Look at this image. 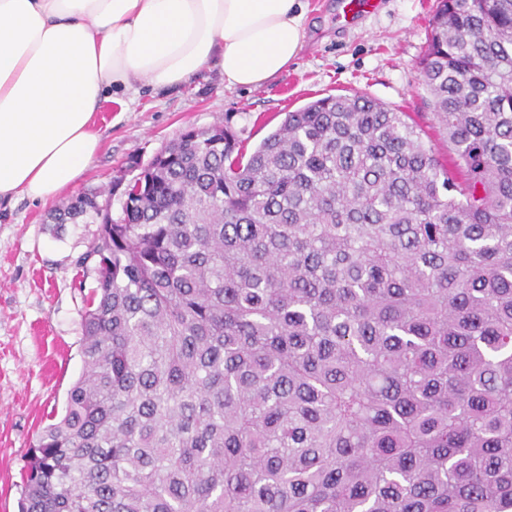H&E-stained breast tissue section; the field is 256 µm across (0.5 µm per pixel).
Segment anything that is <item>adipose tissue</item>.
I'll return each instance as SVG.
<instances>
[{
  "mask_svg": "<svg viewBox=\"0 0 512 512\" xmlns=\"http://www.w3.org/2000/svg\"><path fill=\"white\" fill-rule=\"evenodd\" d=\"M303 0H0V203H48L99 149L102 104L215 67L229 88L286 73Z\"/></svg>",
  "mask_w": 512,
  "mask_h": 512,
  "instance_id": "obj_1",
  "label": "adipose tissue"
}]
</instances>
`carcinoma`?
Wrapping results in <instances>:
<instances>
[{"label":"carcinoma","instance_id":"carcinoma-1","mask_svg":"<svg viewBox=\"0 0 512 512\" xmlns=\"http://www.w3.org/2000/svg\"><path fill=\"white\" fill-rule=\"evenodd\" d=\"M423 73L446 166L357 92L154 157L21 512H512V0H441Z\"/></svg>","mask_w":512,"mask_h":512}]
</instances>
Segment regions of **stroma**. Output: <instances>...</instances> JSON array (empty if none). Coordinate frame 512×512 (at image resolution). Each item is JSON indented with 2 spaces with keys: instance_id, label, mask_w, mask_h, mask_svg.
Returning <instances> with one entry per match:
<instances>
[{
  "instance_id": "35a3bbf8",
  "label": "stroma",
  "mask_w": 512,
  "mask_h": 512,
  "mask_svg": "<svg viewBox=\"0 0 512 512\" xmlns=\"http://www.w3.org/2000/svg\"><path fill=\"white\" fill-rule=\"evenodd\" d=\"M340 0H308L303 49L287 73L254 88H228L215 68L182 90L148 87L105 103L95 116L101 148L71 195L95 192L121 213L122 185L189 128L229 124L253 150L286 113L327 95L365 93L407 113L440 161L448 138L432 113L422 60L437 0H381L350 23ZM49 205L26 198L0 208V512H19L21 473L30 445L83 372L80 353L86 297L98 278L80 264L100 223L49 224Z\"/></svg>"
}]
</instances>
